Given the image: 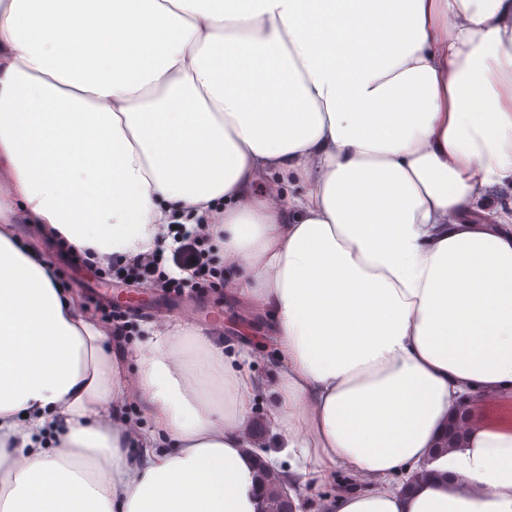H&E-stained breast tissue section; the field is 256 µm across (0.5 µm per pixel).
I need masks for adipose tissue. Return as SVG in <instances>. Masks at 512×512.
<instances>
[{"mask_svg":"<svg viewBox=\"0 0 512 512\" xmlns=\"http://www.w3.org/2000/svg\"><path fill=\"white\" fill-rule=\"evenodd\" d=\"M73 2L0 0V512H256L248 351L176 323L128 380L12 230L134 256L189 210L272 323L267 421L324 512H512L511 412L433 455L512 390V0H383L395 35L375 0ZM491 395L486 391H478L472 395L463 396L457 406L452 412L453 422H462L467 430V434L472 436L479 428L481 420L478 417L481 411H485L488 408V401ZM464 414L463 420H460V415Z\"/></svg>","mask_w":512,"mask_h":512,"instance_id":"adipose-tissue-1","label":"adipose tissue"}]
</instances>
